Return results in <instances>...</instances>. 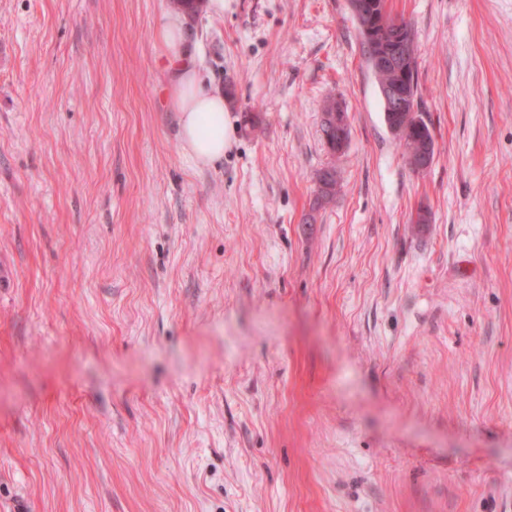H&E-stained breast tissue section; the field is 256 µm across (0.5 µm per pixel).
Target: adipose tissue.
Wrapping results in <instances>:
<instances>
[{
	"label": "adipose tissue",
	"mask_w": 512,
	"mask_h": 512,
	"mask_svg": "<svg viewBox=\"0 0 512 512\" xmlns=\"http://www.w3.org/2000/svg\"><path fill=\"white\" fill-rule=\"evenodd\" d=\"M156 34L167 73L168 109L178 115L183 147L196 165H216L235 133L225 116L226 98L197 68L187 45L182 12L163 14Z\"/></svg>",
	"instance_id": "obj_1"
}]
</instances>
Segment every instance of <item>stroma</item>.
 Listing matches in <instances>:
<instances>
[{"label": "stroma", "mask_w": 512, "mask_h": 512, "mask_svg": "<svg viewBox=\"0 0 512 512\" xmlns=\"http://www.w3.org/2000/svg\"><path fill=\"white\" fill-rule=\"evenodd\" d=\"M202 2L210 168L170 0H0V512H512V0H386L420 172L348 0ZM171 2L179 11L163 14L156 25L167 72L168 109L178 115L183 147L193 162L215 166L224 159L235 129L224 114V92L206 82L187 45L186 16L180 11L196 13L201 1ZM336 101L338 100H336L335 98H330L329 100H327L323 108V114H332L334 117L333 119L336 122V126H339L344 129L349 123L347 109L344 103V109H340ZM337 110L341 112H337ZM336 126L333 125L330 121H325L324 119H322V134L324 143L327 146L329 152L333 156H336V141L339 139ZM397 138L400 141V146L403 148L406 155L413 147L415 142L423 139L428 140L434 146L431 131L422 117L419 124L412 125L408 131H405L404 135ZM432 145H419L417 149L410 153L408 160L413 169L417 171H423L428 168L432 158H434L433 154L435 150ZM339 175L336 166L323 168L318 175V200L329 201L336 195L339 186Z\"/></svg>", "instance_id": "obj_1"}]
</instances>
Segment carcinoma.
Wrapping results in <instances>:
<instances>
[{
    "mask_svg": "<svg viewBox=\"0 0 512 512\" xmlns=\"http://www.w3.org/2000/svg\"><path fill=\"white\" fill-rule=\"evenodd\" d=\"M364 13L356 17L362 49L368 64L375 76L378 86L392 85L397 87L411 101H417L418 94V60L402 64L395 69H376L375 56L382 52V46L392 45L408 38H415V32L409 22L395 17L385 9V0H363ZM433 141L431 131L420 121L398 137L404 152H409L414 143L420 140ZM339 186V175L336 166L323 168L318 175V198L331 200Z\"/></svg>",
    "mask_w": 512,
    "mask_h": 512,
    "instance_id": "cac0c4a2",
    "label": "carcinoma"
}]
</instances>
